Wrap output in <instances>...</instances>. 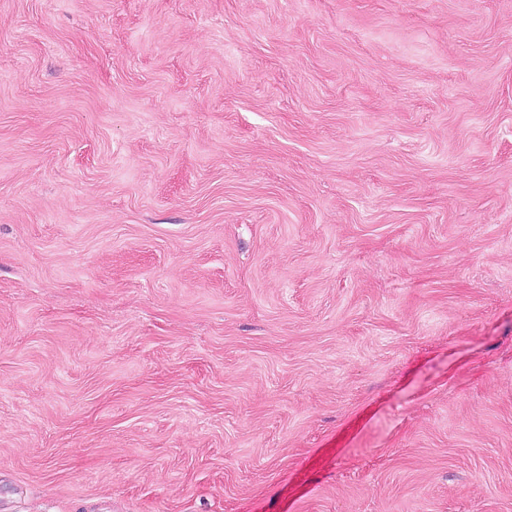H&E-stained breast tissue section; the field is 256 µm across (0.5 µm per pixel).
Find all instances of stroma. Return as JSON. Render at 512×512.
<instances>
[{"label": "stroma", "mask_w": 512, "mask_h": 512, "mask_svg": "<svg viewBox=\"0 0 512 512\" xmlns=\"http://www.w3.org/2000/svg\"><path fill=\"white\" fill-rule=\"evenodd\" d=\"M0 512H512V0H0Z\"/></svg>", "instance_id": "stroma-1"}]
</instances>
